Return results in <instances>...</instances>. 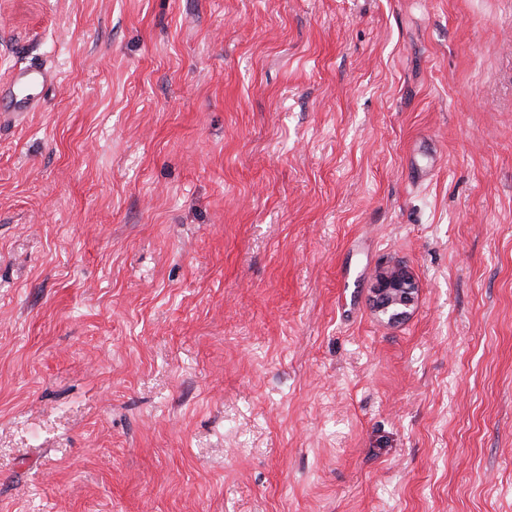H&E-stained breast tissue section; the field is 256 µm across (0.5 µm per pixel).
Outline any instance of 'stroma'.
<instances>
[{
    "label": "stroma",
    "instance_id": "obj_1",
    "mask_svg": "<svg viewBox=\"0 0 512 512\" xmlns=\"http://www.w3.org/2000/svg\"><path fill=\"white\" fill-rule=\"evenodd\" d=\"M27 66L0 512H512V0H0ZM413 274L405 266H394L378 273L372 288L375 311L388 323L403 321L418 292Z\"/></svg>",
    "mask_w": 512,
    "mask_h": 512
}]
</instances>
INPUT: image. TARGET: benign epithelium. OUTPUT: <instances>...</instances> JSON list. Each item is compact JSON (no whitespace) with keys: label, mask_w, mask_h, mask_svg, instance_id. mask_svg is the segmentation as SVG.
I'll return each instance as SVG.
<instances>
[{"label":"benign epithelium","mask_w":512,"mask_h":512,"mask_svg":"<svg viewBox=\"0 0 512 512\" xmlns=\"http://www.w3.org/2000/svg\"><path fill=\"white\" fill-rule=\"evenodd\" d=\"M418 292L413 274L404 266H394L378 273L372 288L375 311L387 322L403 321Z\"/></svg>","instance_id":"7a95c632"}]
</instances>
